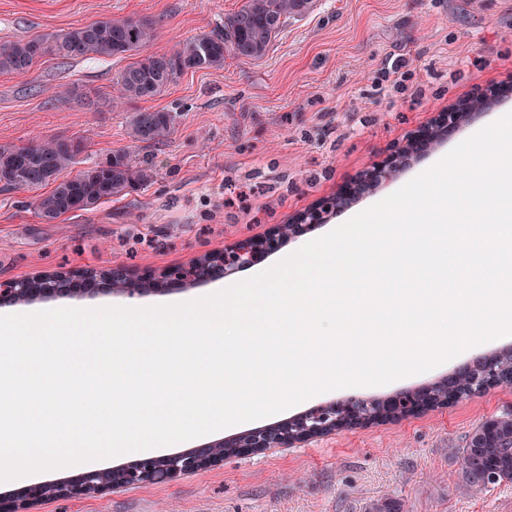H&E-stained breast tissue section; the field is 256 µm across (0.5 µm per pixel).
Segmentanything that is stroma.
I'll return each instance as SVG.
<instances>
[{
    "label": "stroma",
    "mask_w": 512,
    "mask_h": 512,
    "mask_svg": "<svg viewBox=\"0 0 512 512\" xmlns=\"http://www.w3.org/2000/svg\"><path fill=\"white\" fill-rule=\"evenodd\" d=\"M242 0H0V42L51 35L98 20L146 17L162 54L207 33ZM125 61L45 56L23 76L0 73V144L78 138L80 167L129 152L153 180L91 211L47 224L33 190L0 191V282L36 272L124 264L164 269L219 250L331 196L434 113L475 93L487 107L446 141L351 201L368 207L430 169L512 97V0H314L259 60L185 72L154 99L113 104ZM175 117L160 144L131 143L132 112ZM472 347L427 372L363 389L366 397L430 384L478 354ZM512 411V388L294 448L230 457L181 479L97 497L52 499L36 512H370L392 498L401 512H512V482L476 488L459 475L468 435Z\"/></svg>",
    "instance_id": "stroma-1"
}]
</instances>
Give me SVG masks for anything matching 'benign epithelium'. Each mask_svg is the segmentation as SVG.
I'll return each mask as SVG.
<instances>
[{
    "label": "benign epithelium",
    "instance_id": "1",
    "mask_svg": "<svg viewBox=\"0 0 512 512\" xmlns=\"http://www.w3.org/2000/svg\"><path fill=\"white\" fill-rule=\"evenodd\" d=\"M465 119L464 112L439 113L429 125L412 132L403 146L396 148L382 161L364 169L353 183L338 189L331 198L298 213L286 224L273 225L261 236L227 241L223 250L205 252L194 258L192 263L197 272L192 280L169 270L137 272L122 265H114L98 273L93 270H76L69 273L36 274L22 280V287L17 290L1 289L0 303L5 305L36 299L49 300L94 292L100 287L112 292L116 290L112 284L117 280L126 281L130 287L116 291L133 297L156 287L169 291L225 278L278 251L288 239L301 236L326 223L334 213L347 206L353 195L390 178L408 156L421 154L447 139ZM494 358L493 354L479 356L457 368L451 377L455 379L466 375L473 378L478 384L477 392L481 393L499 376ZM448 386V377L438 380L439 391L432 394L437 399V405L427 408L405 391L395 393L374 406L369 404L367 398L353 396L316 405L296 417L280 420L271 426L233 434L177 455L159 457L157 465L139 466L137 461H131L119 466L125 474L117 481L108 477L104 471L92 470L57 480L53 483L57 487L55 491L44 483L25 485L0 496V512H32L35 505L49 499L101 496L127 485L172 482L189 473L220 465L230 456L250 457L267 448L294 447L346 429H364L382 422L403 420L444 409L446 400L442 395L447 393Z\"/></svg>",
    "mask_w": 512,
    "mask_h": 512
}]
</instances>
